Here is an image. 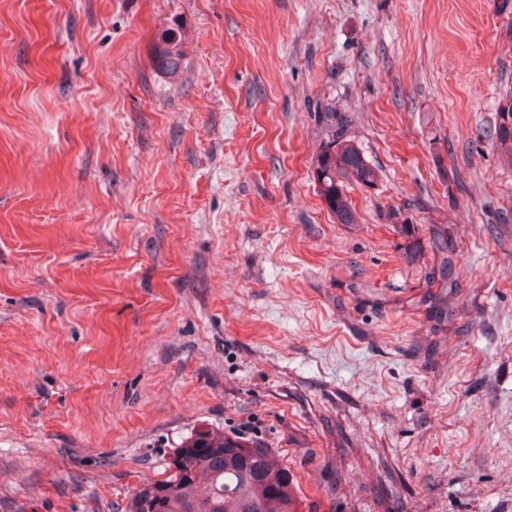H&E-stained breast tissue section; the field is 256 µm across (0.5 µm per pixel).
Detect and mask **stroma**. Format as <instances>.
Listing matches in <instances>:
<instances>
[{"mask_svg": "<svg viewBox=\"0 0 512 512\" xmlns=\"http://www.w3.org/2000/svg\"><path fill=\"white\" fill-rule=\"evenodd\" d=\"M509 93L512 0H0V512H123L207 425L300 512H512ZM181 41L175 31H170L163 39V47L158 57L159 67L170 74H176L181 66ZM495 136L500 144L509 148L508 161L512 164V95H506L497 109ZM332 113L330 135L315 156V176L320 196L327 209L341 224H352L355 211L347 195L345 182L371 185L377 179L376 171L360 150L349 140L336 133V113Z\"/></svg>", "mask_w": 512, "mask_h": 512, "instance_id": "stroma-1", "label": "stroma"}]
</instances>
